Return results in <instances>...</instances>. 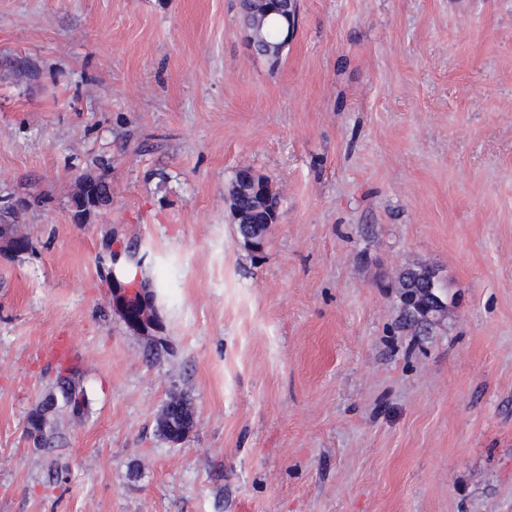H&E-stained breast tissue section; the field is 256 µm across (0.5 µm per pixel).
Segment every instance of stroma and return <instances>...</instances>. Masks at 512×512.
<instances>
[{
    "mask_svg": "<svg viewBox=\"0 0 512 512\" xmlns=\"http://www.w3.org/2000/svg\"><path fill=\"white\" fill-rule=\"evenodd\" d=\"M297 7L272 62L239 0H0L29 243L0 247V512H512V0ZM244 167L278 195L259 252ZM86 174L112 200L77 224ZM418 263L448 291L426 335L394 286ZM118 283L154 291L167 353ZM62 340L90 411L37 445ZM249 168L239 169L231 183L229 194L233 195L231 201V213L234 223L237 226V233L248 247V240H262L266 237L268 226L273 219V211L262 210L256 205V201L251 193L236 190L238 183L247 176ZM252 172V171H251ZM249 221L245 223L244 221ZM122 298L113 300V303L119 312L125 324L141 336L146 337L155 355H159L163 338L158 336L160 332L159 320L150 299V296L143 288H124L118 293ZM139 303L137 308H132L133 304Z\"/></svg>",
    "mask_w": 512,
    "mask_h": 512,
    "instance_id": "35a3bbf8",
    "label": "stroma"
}]
</instances>
